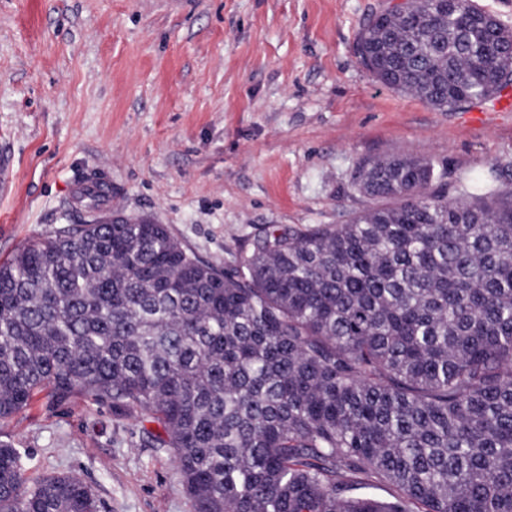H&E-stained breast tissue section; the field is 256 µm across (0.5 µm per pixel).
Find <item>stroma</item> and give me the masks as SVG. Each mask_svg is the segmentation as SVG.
<instances>
[{
  "instance_id": "1",
  "label": "stroma",
  "mask_w": 512,
  "mask_h": 512,
  "mask_svg": "<svg viewBox=\"0 0 512 512\" xmlns=\"http://www.w3.org/2000/svg\"><path fill=\"white\" fill-rule=\"evenodd\" d=\"M392 0H0V260L86 220L73 183L106 170L112 211L167 225L237 264L271 224H344L367 207L356 164H443L512 177V112L440 111L380 84L355 52ZM144 421L46 394L0 423L36 481L74 473L100 512H193Z\"/></svg>"
}]
</instances>
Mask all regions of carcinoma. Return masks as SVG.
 Instances as JSON below:
<instances>
[{
  "label": "carcinoma",
  "mask_w": 512,
  "mask_h": 512,
  "mask_svg": "<svg viewBox=\"0 0 512 512\" xmlns=\"http://www.w3.org/2000/svg\"><path fill=\"white\" fill-rule=\"evenodd\" d=\"M356 51L440 111L512 88V28L473 0H406ZM445 176L363 159L372 206L270 224L224 270L119 214L31 242L0 263V421L45 391L154 423L140 444L194 512H512V189ZM0 512L98 500L74 474L29 483L0 440Z\"/></svg>",
  "instance_id": "carcinoma-1"
}]
</instances>
